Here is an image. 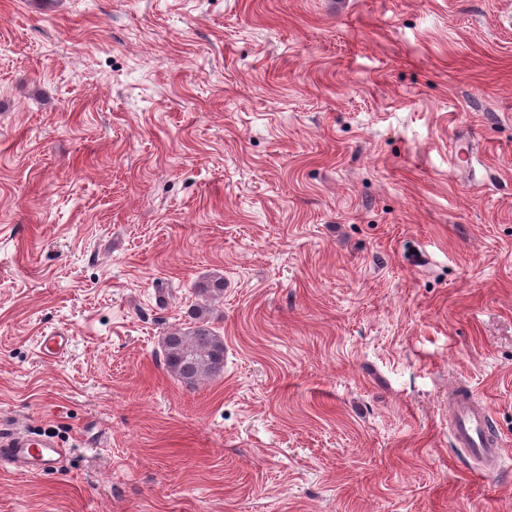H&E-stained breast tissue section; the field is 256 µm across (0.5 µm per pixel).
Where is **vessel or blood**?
<instances>
[{"instance_id":"vessel-or-blood-1","label":"vessel or blood","mask_w":512,"mask_h":512,"mask_svg":"<svg viewBox=\"0 0 512 512\" xmlns=\"http://www.w3.org/2000/svg\"><path fill=\"white\" fill-rule=\"evenodd\" d=\"M69 344L66 334L51 331L41 336L39 349L49 359L65 355ZM448 414L458 446L469 449L479 472L501 469L506 457L504 443L489 433L488 413L473 399L469 389L457 386L448 392ZM63 451L45 439H32L18 432L0 435V467L18 468L29 473L58 466Z\"/></svg>"}]
</instances>
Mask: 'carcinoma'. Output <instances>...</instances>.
<instances>
[{
    "label": "carcinoma",
    "instance_id": "obj_1",
    "mask_svg": "<svg viewBox=\"0 0 512 512\" xmlns=\"http://www.w3.org/2000/svg\"><path fill=\"white\" fill-rule=\"evenodd\" d=\"M224 295V277L214 276L198 290L200 303L190 310L193 325L167 332L162 355L167 370L187 386L224 373V339L210 326V304Z\"/></svg>",
    "mask_w": 512,
    "mask_h": 512
}]
</instances>
